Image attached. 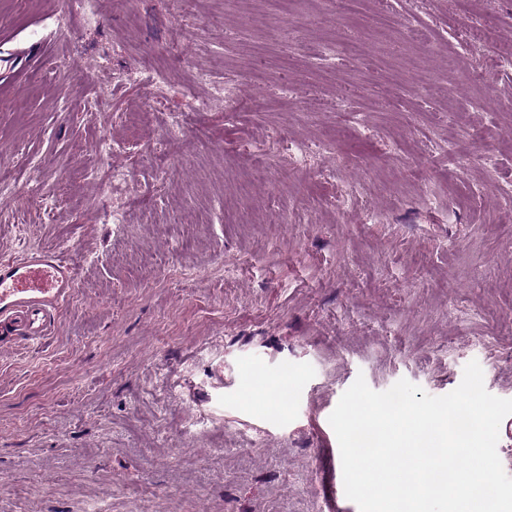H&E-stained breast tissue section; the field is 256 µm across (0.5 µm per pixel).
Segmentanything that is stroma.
Masks as SVG:
<instances>
[{"mask_svg": "<svg viewBox=\"0 0 512 512\" xmlns=\"http://www.w3.org/2000/svg\"><path fill=\"white\" fill-rule=\"evenodd\" d=\"M302 6L0 0V256L75 278L0 334V512H359L320 488L357 376L442 396L475 360L512 399V0ZM333 36L363 51L330 70Z\"/></svg>", "mask_w": 512, "mask_h": 512, "instance_id": "obj_1", "label": "stroma"}]
</instances>
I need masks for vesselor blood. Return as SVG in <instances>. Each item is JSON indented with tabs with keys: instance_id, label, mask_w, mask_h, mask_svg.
Wrapping results in <instances>:
<instances>
[{
	"instance_id": "1",
	"label": "vessel or blood",
	"mask_w": 512,
	"mask_h": 512,
	"mask_svg": "<svg viewBox=\"0 0 512 512\" xmlns=\"http://www.w3.org/2000/svg\"><path fill=\"white\" fill-rule=\"evenodd\" d=\"M73 269L63 256L30 252L23 258H0V326L17 327L39 337L47 319L69 297Z\"/></svg>"
}]
</instances>
